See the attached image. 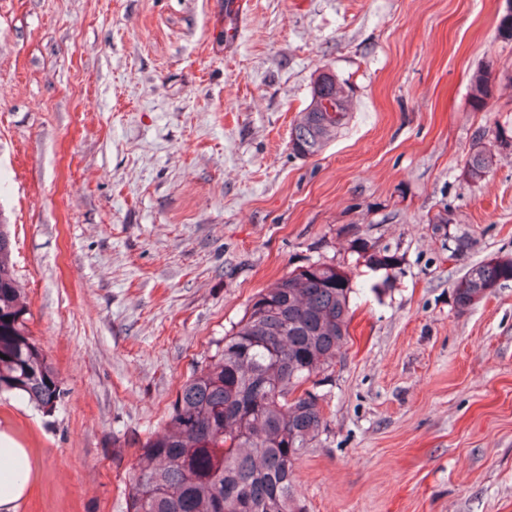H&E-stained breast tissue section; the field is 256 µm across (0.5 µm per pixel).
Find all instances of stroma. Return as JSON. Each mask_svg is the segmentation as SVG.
Returning <instances> with one entry per match:
<instances>
[{"instance_id":"1","label":"stroma","mask_w":512,"mask_h":512,"mask_svg":"<svg viewBox=\"0 0 512 512\" xmlns=\"http://www.w3.org/2000/svg\"><path fill=\"white\" fill-rule=\"evenodd\" d=\"M249 2L231 21L226 0H0V219L66 390L51 417L0 395L30 454L17 512H123L182 382L317 260L349 271L353 316L315 387L328 428L296 464L302 512H512V281L465 312L452 294L512 256V156L462 175L512 125L504 0ZM326 65L353 112L297 157ZM452 233L472 242L454 258ZM492 92L490 76L487 70L477 69L469 80V96L475 110H482ZM510 147L504 151L502 145ZM512 155V126L498 125L495 128L492 141L488 144L478 142L467 157L462 175L470 181L477 182L488 174L501 158ZM354 245L358 251L363 252L365 261L373 267L387 269L395 264L394 256L386 254V251L381 252L380 250L373 249V246H368L367 242H364L362 239L354 240Z\"/></svg>"}]
</instances>
